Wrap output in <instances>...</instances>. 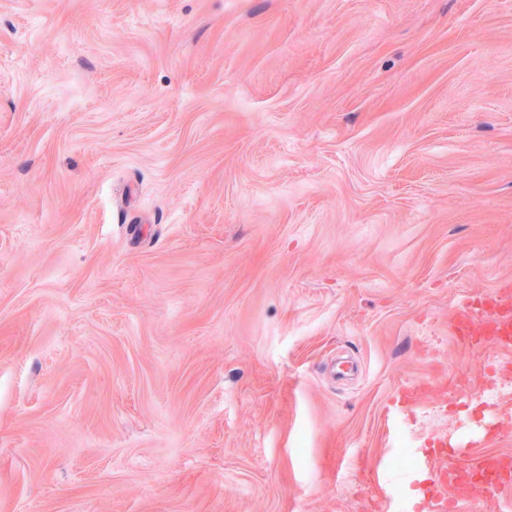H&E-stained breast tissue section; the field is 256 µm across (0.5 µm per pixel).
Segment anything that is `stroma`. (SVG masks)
<instances>
[{
	"mask_svg": "<svg viewBox=\"0 0 512 512\" xmlns=\"http://www.w3.org/2000/svg\"><path fill=\"white\" fill-rule=\"evenodd\" d=\"M512 283V0H0V512H386ZM397 452H390L385 462L383 459L376 465L377 472H379L378 486L384 490L386 494L391 495L393 489L401 482H405L409 475L402 472L394 465V457Z\"/></svg>",
	"mask_w": 512,
	"mask_h": 512,
	"instance_id": "obj_1",
	"label": "stroma"
}]
</instances>
